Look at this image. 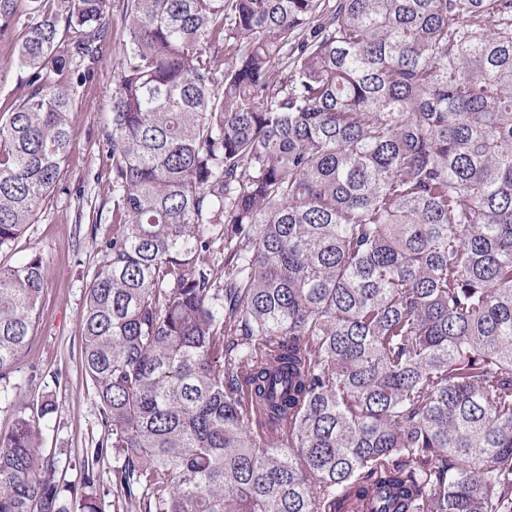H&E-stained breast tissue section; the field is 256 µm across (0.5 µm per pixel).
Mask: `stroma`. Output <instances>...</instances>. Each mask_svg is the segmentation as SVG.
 Instances as JSON below:
<instances>
[{
    "label": "stroma",
    "mask_w": 512,
    "mask_h": 512,
    "mask_svg": "<svg viewBox=\"0 0 512 512\" xmlns=\"http://www.w3.org/2000/svg\"><path fill=\"white\" fill-rule=\"evenodd\" d=\"M123 0H111L110 35L102 44L93 77L73 90L68 114L73 148L60 184L13 246L0 252V264L14 265L38 254L45 262L46 289L38 329L9 378L1 382L9 398L0 401V434L20 408L51 399L53 410L39 421V460H50L63 486L80 483L92 467L91 493L97 512H138L117 489L113 473L121 464L108 448L110 435L101 407L81 363L79 316L86 288L105 258L103 243L112 236L111 97L118 73ZM17 38L0 41V120L26 91L27 73L16 64ZM102 211L100 223L89 218Z\"/></svg>",
    "instance_id": "stroma-1"
}]
</instances>
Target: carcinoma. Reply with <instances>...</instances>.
Here are the masks:
<instances>
[{"mask_svg": "<svg viewBox=\"0 0 512 512\" xmlns=\"http://www.w3.org/2000/svg\"><path fill=\"white\" fill-rule=\"evenodd\" d=\"M19 2L0 251L62 180L109 0ZM121 24L80 330L125 499L512 512V0H126ZM45 288L39 256L0 267L1 380ZM52 407L0 435V512H67L36 464Z\"/></svg>", "mask_w": 512, "mask_h": 512, "instance_id": "1", "label": "carcinoma"}]
</instances>
